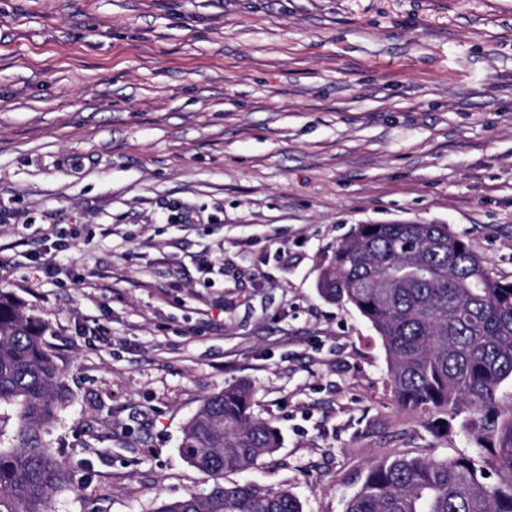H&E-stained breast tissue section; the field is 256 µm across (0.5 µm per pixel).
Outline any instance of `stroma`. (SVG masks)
I'll return each instance as SVG.
<instances>
[{
	"instance_id": "35a3bbf8",
	"label": "stroma",
	"mask_w": 512,
	"mask_h": 512,
	"mask_svg": "<svg viewBox=\"0 0 512 512\" xmlns=\"http://www.w3.org/2000/svg\"><path fill=\"white\" fill-rule=\"evenodd\" d=\"M0 208V290L68 395L54 512L205 494L182 428L241 383L283 441L225 482L345 512L386 457L473 451L397 407L371 323L316 283L397 222L512 282V0H0Z\"/></svg>"
}]
</instances>
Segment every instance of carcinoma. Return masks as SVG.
Returning a JSON list of instances; mask_svg holds the SVG:
<instances>
[{
    "mask_svg": "<svg viewBox=\"0 0 512 512\" xmlns=\"http://www.w3.org/2000/svg\"><path fill=\"white\" fill-rule=\"evenodd\" d=\"M317 291L349 303L373 326L401 409L444 412L474 454L396 457L370 468L345 512H512V283L445 224H359L322 269ZM46 323L0 291V403L16 406L15 444L0 448V512H53L71 473L44 441L66 398L43 340ZM281 432L251 412L247 384L203 400L184 425L181 450L213 477L203 496L164 501L156 512H303L289 490L226 484L281 447Z\"/></svg>",
    "mask_w": 512,
    "mask_h": 512,
    "instance_id": "1",
    "label": "carcinoma"
}]
</instances>
